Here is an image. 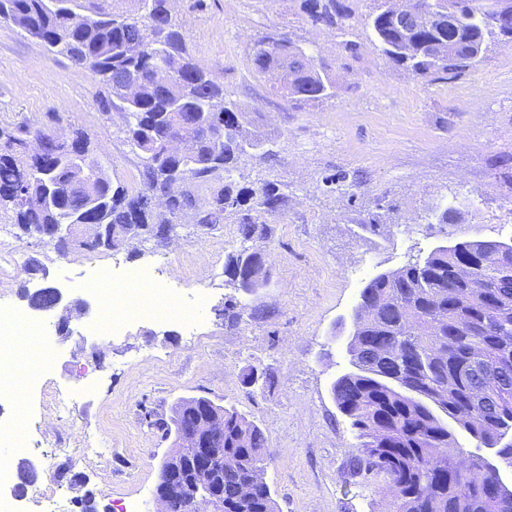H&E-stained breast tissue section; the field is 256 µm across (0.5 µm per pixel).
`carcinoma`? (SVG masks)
<instances>
[{"instance_id": "obj_1", "label": "carcinoma", "mask_w": 512, "mask_h": 512, "mask_svg": "<svg viewBox=\"0 0 512 512\" xmlns=\"http://www.w3.org/2000/svg\"><path fill=\"white\" fill-rule=\"evenodd\" d=\"M116 2L70 0V11L83 14L74 26L46 0H0V23L20 28L104 87L103 113L124 114L126 140L141 154V188L130 193L113 187L80 129L75 143L84 144V155L81 164H71L49 128L62 117L50 112L39 125H0V212L36 231L44 224H151V233L162 237L168 225L204 224L211 231L231 222L244 242L267 237L265 216L282 210L288 186L240 187L233 174L244 157L276 159L271 140L250 129L251 113L226 98L224 85L190 55L168 0H151L149 11L138 16ZM442 2L418 0L421 20L403 25L393 21L387 0H375L363 26L386 63L435 83L477 61L487 38L512 37V16L490 24L479 19L483 0H459L451 30ZM301 9L312 23L350 34L353 12L346 0H302ZM451 40L452 52L437 51L436 44ZM134 42L155 43L162 51L135 55L129 52ZM250 59L258 75L279 72L275 94L288 103L336 96L326 66L286 35L258 42ZM165 62L176 64V75L159 84L154 71ZM127 82L137 88L132 101L118 92ZM174 132L183 139L181 154L166 152ZM35 136L46 141L39 157L27 153V140ZM162 190L169 192L163 217L153 203ZM490 252L483 241L459 242L450 250L439 246L374 276L360 292L358 305L373 312L347 344L358 367L335 380L332 394L359 440L351 474L380 478L393 512H512L486 494L496 486V474L481 469L476 454L456 437L463 432L481 448L498 426L512 427V263L505 266ZM475 259L482 260L480 277L491 283L483 293L457 276L459 264ZM224 273L246 292L268 280L263 257L246 247L229 256ZM21 297L39 307L55 303L51 288H23ZM204 404L211 400L181 399L172 424L193 426ZM211 447L236 460L224 468V512H276L260 478L270 461L261 428L226 410L224 431L212 436ZM246 481L248 498L241 493Z\"/></svg>"}]
</instances>
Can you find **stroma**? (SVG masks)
Listing matches in <instances>:
<instances>
[{"label": "stroma", "mask_w": 512, "mask_h": 512, "mask_svg": "<svg viewBox=\"0 0 512 512\" xmlns=\"http://www.w3.org/2000/svg\"><path fill=\"white\" fill-rule=\"evenodd\" d=\"M301 0H171L190 54L254 112L271 135L278 159L246 157L239 185H287L284 209L269 216L268 236L250 244L270 273L247 293L224 274L240 246L237 225L210 233L178 229L166 245L134 240L119 249L61 256L33 240L8 235L24 259L38 260L43 283L89 302L83 283L102 267L118 280L141 273L177 291L194 307L192 321L135 320L119 336L86 331L101 314L32 312L20 296L23 270L8 280V301L19 314L48 325L54 351L43 362L51 391H79L87 373L94 394L57 414L43 396L18 390L0 406L17 416L26 439L10 468L36 461L65 444L71 465L62 487L38 473L28 491L48 499L29 512H121L139 497L152 512L158 468L172 440L165 437L175 404L206 397L255 421L272 457L265 471L277 512H388L373 482L351 476L356 444L331 394L348 371L349 315L376 273L406 265L432 249L463 240H512V43L493 36L478 62L445 82L428 83L386 64L360 21L373 0H349L357 54L334 29L312 24ZM288 34L326 64L335 98L291 107L273 92V77L254 76L248 53L258 41ZM101 87L87 70L51 53L20 29L0 24V124L38 123L57 112L64 129L84 130L112 183L140 185L141 157L126 140L120 113L102 114ZM341 184L328 183V176ZM470 202L463 223L430 224L432 205ZM374 218L373 227L361 219ZM241 318L228 324L225 304ZM265 311L251 319L253 308ZM270 374L272 387L245 384L247 374Z\"/></svg>", "instance_id": "obj_1"}]
</instances>
